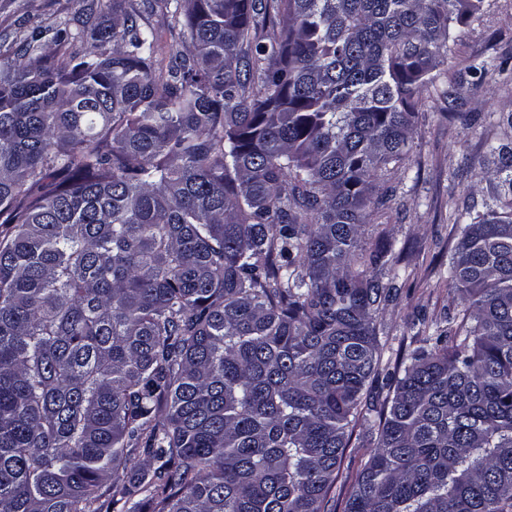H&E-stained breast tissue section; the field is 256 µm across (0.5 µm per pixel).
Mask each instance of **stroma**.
<instances>
[{"instance_id":"stroma-1","label":"stroma","mask_w":512,"mask_h":512,"mask_svg":"<svg viewBox=\"0 0 512 512\" xmlns=\"http://www.w3.org/2000/svg\"><path fill=\"white\" fill-rule=\"evenodd\" d=\"M78 0H0V38L13 39L35 25L77 31ZM459 70L452 98L426 95L412 151L387 175L397 186V208L390 216L371 215L362 243L393 238L399 250L395 303L376 316L379 338L390 356L409 355L419 332L446 325L458 306L448 295V260L458 241V210L482 204L493 184L479 180L495 171L486 153L489 139H512L500 115L512 114V0H482L479 19L453 26ZM496 59L498 69L482 76L466 73L472 58Z\"/></svg>"}]
</instances>
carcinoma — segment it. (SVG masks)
I'll return each mask as SVG.
<instances>
[{
    "instance_id": "carcinoma-1",
    "label": "carcinoma",
    "mask_w": 512,
    "mask_h": 512,
    "mask_svg": "<svg viewBox=\"0 0 512 512\" xmlns=\"http://www.w3.org/2000/svg\"><path fill=\"white\" fill-rule=\"evenodd\" d=\"M162 2L0 43V512H336L361 420L344 512H512V209L391 368L361 244L481 0ZM364 427L357 426L353 429V433L349 442V448L346 450L344 461L341 465L338 479L336 481V499L338 500V512L343 511L345 500L348 497L351 486V477L355 475L356 470L367 460L370 448H366L364 442ZM364 447V448H363ZM346 476L350 479L346 480ZM334 489V491H335Z\"/></svg>"
}]
</instances>
